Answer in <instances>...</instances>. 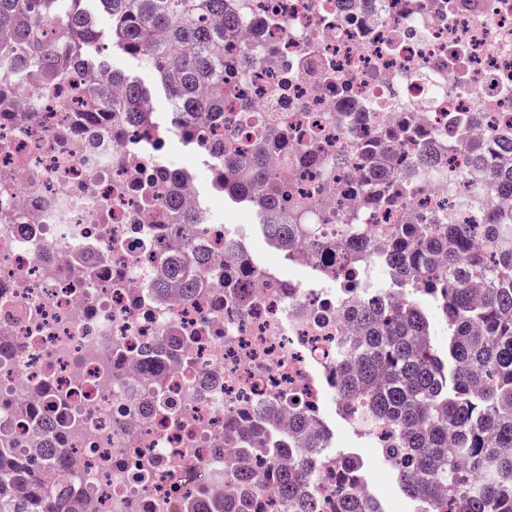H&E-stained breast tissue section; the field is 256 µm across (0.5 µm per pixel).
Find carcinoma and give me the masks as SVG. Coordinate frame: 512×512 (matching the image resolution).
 Segmentation results:
<instances>
[{
  "label": "carcinoma",
  "mask_w": 512,
  "mask_h": 512,
  "mask_svg": "<svg viewBox=\"0 0 512 512\" xmlns=\"http://www.w3.org/2000/svg\"><path fill=\"white\" fill-rule=\"evenodd\" d=\"M112 21L113 50L152 69L166 89L175 126L189 135L224 125V31L235 25L225 0H98ZM97 40L95 16L86 0H0V85L23 81L34 85H70L74 66L94 70L101 78L71 88L90 119L112 128L116 143L144 122L143 106L149 89L90 58ZM436 142L422 145L419 161L425 173H445L443 152L456 149ZM494 148L512 158V130L492 139ZM263 146L247 155L224 140V133L208 138L202 153L211 161L216 186L255 207L266 234L285 246L307 240L315 251L331 259L336 250L349 260L346 269L362 271L369 245L364 225L350 215L335 217L343 234L320 235L317 224H305L288 207V185L268 169ZM473 172L496 193L512 197V162L487 165V147H469ZM401 145L390 139L373 150L370 183L361 191L378 203V184L395 179L389 161L400 158ZM296 166L329 165L338 170L350 157L326 161L315 148L294 153ZM171 224L194 223L193 215L173 197L164 201ZM238 265L224 272V281L247 283L262 277L243 247ZM377 270L392 288L411 286L409 296L389 301L385 295L358 304L350 312L354 333L351 346L336 356V385L340 401L362 410L347 416L369 435L389 428L383 447L415 512H512V211L491 210L483 224H398ZM169 281L182 285L192 298L198 282L186 275L181 261L164 264L160 288ZM430 296L448 329V356L434 350L432 331L418 297ZM288 410V429L304 431L309 411L301 393L280 399ZM224 473L218 488L203 495L194 512H251V497L271 483L286 512H321L314 496L316 466L298 459L270 473L260 474L239 465V458L255 453L270 457L264 430L256 426L246 436L230 439ZM336 483L341 493L330 503L334 512H384L376 499L366 504L354 493L361 484V465L339 456ZM48 469L39 460L0 451V512H76L73 499L46 480ZM31 495L16 496L21 480Z\"/></svg>",
  "instance_id": "carcinoma-1"
}]
</instances>
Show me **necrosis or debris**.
I'll use <instances>...</instances> for the list:
<instances>
[{
    "label": "necrosis or debris",
    "instance_id": "1",
    "mask_svg": "<svg viewBox=\"0 0 512 512\" xmlns=\"http://www.w3.org/2000/svg\"><path fill=\"white\" fill-rule=\"evenodd\" d=\"M237 24L224 34V80L234 94L224 119L250 153L248 128L275 109L266 162L286 168L307 223L357 215L383 241L393 224L442 215L480 224L495 201L467 176L474 133L512 130V0H231ZM38 104L35 125L14 122L18 98ZM64 88L0 93V441L43 457L51 432L67 429V463L50 470L83 512H187L224 470L225 417L262 411L299 387L317 404L315 370L329 371L350 334L355 290L251 281L239 305L224 287L236 261L234 229L216 221L191 175L176 187L198 222L191 236L167 224L166 191L152 159L167 129L149 122L114 147ZM400 133L405 158L422 141L456 134L447 177L369 204L359 191L370 163L301 169L277 148L317 145L324 156ZM204 248L210 290L184 301L157 292L161 260ZM68 398L59 408L53 395ZM176 405L169 417L159 401Z\"/></svg>",
    "mask_w": 512,
    "mask_h": 512
}]
</instances>
